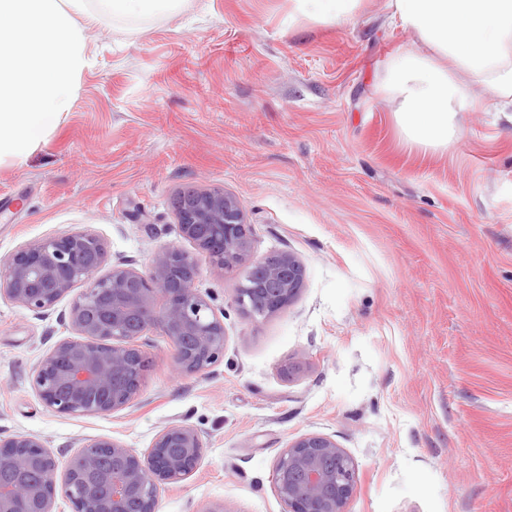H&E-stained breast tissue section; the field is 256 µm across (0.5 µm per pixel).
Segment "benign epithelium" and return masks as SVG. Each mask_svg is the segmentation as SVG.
I'll list each match as a JSON object with an SVG mask.
<instances>
[{
  "instance_id": "7a95c632",
  "label": "benign epithelium",
  "mask_w": 512,
  "mask_h": 512,
  "mask_svg": "<svg viewBox=\"0 0 512 512\" xmlns=\"http://www.w3.org/2000/svg\"><path fill=\"white\" fill-rule=\"evenodd\" d=\"M175 213L182 235L214 265L244 269L235 303L249 316L272 315L297 297L303 264L289 253L252 258L251 234L236 198L199 190ZM105 262L103 242L83 231L0 258V297L34 312L53 308L83 286L70 307L76 337L57 343L33 377L42 402L59 414H108L129 404L152 362L138 344L151 330L173 344V370L180 376L204 372L224 355V323L194 287V255L169 245L143 271L115 266L102 275ZM201 455L200 438L186 424L161 430L144 457L96 439L61 462L35 436L0 437V512H54L59 494L73 512H157L160 487L184 479ZM273 481L286 512H345L357 470L335 441L307 434L281 453Z\"/></svg>"
}]
</instances>
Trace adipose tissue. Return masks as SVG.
I'll use <instances>...</instances> for the list:
<instances>
[{
	"label": "adipose tissue",
	"instance_id": "1",
	"mask_svg": "<svg viewBox=\"0 0 512 512\" xmlns=\"http://www.w3.org/2000/svg\"><path fill=\"white\" fill-rule=\"evenodd\" d=\"M299 15L350 22L361 0H294ZM180 0H0V164L27 157L71 112L89 29L175 11ZM417 47L390 60L383 89L424 150L446 148L457 112L512 108V0H390Z\"/></svg>",
	"mask_w": 512,
	"mask_h": 512
}]
</instances>
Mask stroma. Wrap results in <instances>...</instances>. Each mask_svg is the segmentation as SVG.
<instances>
[{
    "mask_svg": "<svg viewBox=\"0 0 512 512\" xmlns=\"http://www.w3.org/2000/svg\"><path fill=\"white\" fill-rule=\"evenodd\" d=\"M293 0H182L89 34L74 107L26 160L0 165V258L86 231L107 266L195 252L173 210L187 188L234 195L252 253L294 254L305 285L262 318L242 281L200 258L195 286L224 323V357L178 377L173 345L104 415L46 408L35 369L74 337L70 298L35 313L0 298V435L58 458L105 438L144 455L173 423L202 457L158 512H285L278 456L306 434L353 460L345 512H512V123L457 113L443 151L402 133L381 93L415 36L387 0L347 24L289 22Z\"/></svg>",
    "mask_w": 512,
    "mask_h": 512,
    "instance_id": "obj_1",
    "label": "stroma"
}]
</instances>
